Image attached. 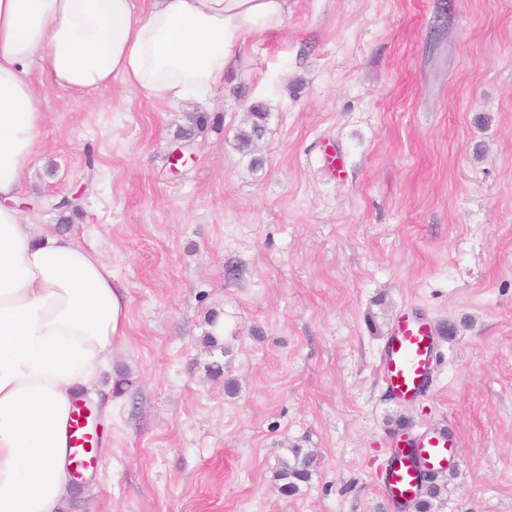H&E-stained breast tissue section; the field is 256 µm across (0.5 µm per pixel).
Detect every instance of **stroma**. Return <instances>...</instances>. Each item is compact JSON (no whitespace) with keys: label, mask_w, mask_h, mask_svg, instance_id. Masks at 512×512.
<instances>
[{"label":"stroma","mask_w":512,"mask_h":512,"mask_svg":"<svg viewBox=\"0 0 512 512\" xmlns=\"http://www.w3.org/2000/svg\"><path fill=\"white\" fill-rule=\"evenodd\" d=\"M439 3L288 0L203 101L38 87L25 212L128 298L78 512H400L381 472L428 426L459 443L433 512H512V0H453L433 44ZM194 113L209 126L172 166ZM404 312L439 352L411 402L380 372ZM295 448L315 462L286 496ZM262 103H256L251 108L252 121L247 128L239 131L236 136L237 149L243 153H250L254 144L262 139L266 132L268 113Z\"/></svg>","instance_id":"35a3bbf8"}]
</instances>
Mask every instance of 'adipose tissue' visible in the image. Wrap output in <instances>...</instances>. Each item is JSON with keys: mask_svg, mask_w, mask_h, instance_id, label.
Segmentation results:
<instances>
[{"mask_svg": "<svg viewBox=\"0 0 512 512\" xmlns=\"http://www.w3.org/2000/svg\"><path fill=\"white\" fill-rule=\"evenodd\" d=\"M288 0H0V512H60L66 424L128 327L125 288L94 251L15 208L46 114L30 79L90 92L119 79L174 105L217 88Z\"/></svg>", "mask_w": 512, "mask_h": 512, "instance_id": "obj_1", "label": "adipose tissue"}]
</instances>
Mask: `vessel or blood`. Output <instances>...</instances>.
Masks as SVG:
<instances>
[{"label": "vessel or blood", "instance_id": "b4317fda", "mask_svg": "<svg viewBox=\"0 0 512 512\" xmlns=\"http://www.w3.org/2000/svg\"><path fill=\"white\" fill-rule=\"evenodd\" d=\"M436 357L435 330L421 318L401 315L387 338L381 359L382 376L399 400L422 395L429 386ZM97 437L85 423L80 407H73L68 420V454L77 468H96ZM457 464L456 440L436 426L409 437L394 448L382 473V490L393 499H414L424 473H445Z\"/></svg>", "mask_w": 512, "mask_h": 512}]
</instances>
